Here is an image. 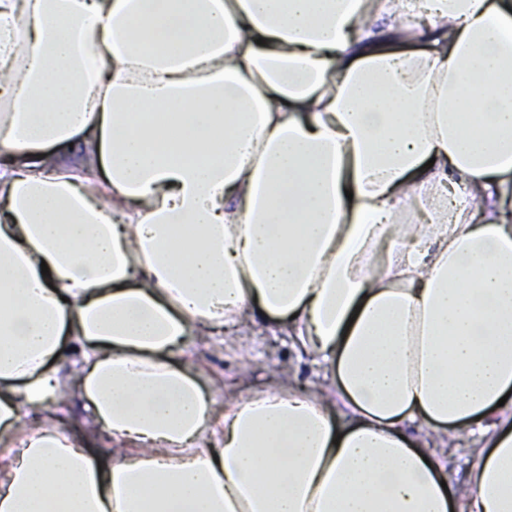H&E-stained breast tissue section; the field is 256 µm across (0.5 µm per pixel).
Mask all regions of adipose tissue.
Here are the masks:
<instances>
[{"instance_id":"ef3b65f1","label":"adipose tissue","mask_w":512,"mask_h":512,"mask_svg":"<svg viewBox=\"0 0 512 512\" xmlns=\"http://www.w3.org/2000/svg\"><path fill=\"white\" fill-rule=\"evenodd\" d=\"M0 512H512V0H0ZM228 339L224 335L213 336L212 347L203 349L198 356L206 371L207 388L218 405L224 404V395L230 387L245 391L248 387L267 385L278 362H293L302 383H312L323 373L321 367L305 358L299 359L287 338L270 336L261 326L241 344L229 343ZM236 383L245 385L236 387ZM60 426L80 439L97 460L115 461L120 457L119 449L112 447V441H106L91 425V420L73 397H65L60 408Z\"/></svg>"}]
</instances>
